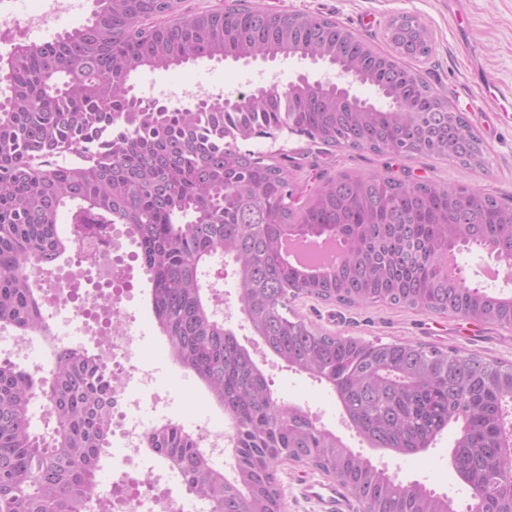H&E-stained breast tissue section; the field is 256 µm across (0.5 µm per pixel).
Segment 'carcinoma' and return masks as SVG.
I'll return each instance as SVG.
<instances>
[{"mask_svg":"<svg viewBox=\"0 0 512 512\" xmlns=\"http://www.w3.org/2000/svg\"><path fill=\"white\" fill-rule=\"evenodd\" d=\"M83 23L45 43L0 55V332L51 336L45 273L75 248L59 213L121 224L138 244L155 324L170 358L224 411L229 467L176 422L153 428L144 448L209 512H279V467L304 462L331 477L365 512H459L452 500L405 483L275 398L264 370L224 326L206 288L207 266L232 265L253 335L287 367L327 385L372 448L413 455L453 424V464L470 491L466 512H512V365L422 341L365 340L321 331L293 310L301 298L386 304L512 330V297L462 288L440 262L461 244L512 255V206L478 188L409 183L380 172L322 181L297 208L288 168L238 142L288 127L330 147L396 151L481 165L464 116L387 52L334 19L274 14L232 0L222 10L153 23L174 0H94ZM416 55L433 51L423 28ZM310 57L345 67L375 102L264 93L232 110L209 102L184 111L144 102L132 78L205 60ZM69 152L73 160L61 159ZM337 239L342 255L309 272L285 260L288 239ZM41 403L49 435L33 426ZM112 371L83 347H54L46 371L0 360V512H94L111 446Z\"/></svg>","mask_w":512,"mask_h":512,"instance_id":"carcinoma-1","label":"carcinoma"}]
</instances>
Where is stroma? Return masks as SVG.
Instances as JSON below:
<instances>
[{
  "mask_svg": "<svg viewBox=\"0 0 512 512\" xmlns=\"http://www.w3.org/2000/svg\"><path fill=\"white\" fill-rule=\"evenodd\" d=\"M251 3L279 12L332 18L378 43L384 38L388 20L396 13L407 12L423 18L434 36L433 53L426 61L417 63L416 68L455 109L465 114L485 142L487 161L484 167L478 168L451 159L424 156L397 159L386 152L315 144L286 131L273 138L243 142V149L259 151L284 162L296 185L309 181L316 172L332 176L407 172L456 187H476L512 203V117L491 111L484 104L489 83H496L504 93L512 92V0H251ZM310 68L309 61L295 57H280L272 62L204 61L169 71L141 70L134 82L136 93L145 98L159 97L168 88L192 93L200 85L217 92H245L249 89V74L263 73L267 84L282 87ZM457 260L471 284L488 286L490 293L498 296H512V278L487 284L483 271L489 260L482 249L461 251ZM133 275L137 301L131 311L145 333L146 352L159 370L157 389L171 399L167 414L183 423L209 414L215 423H224L223 411L212 402L201 383L169 357L166 340L153 320L147 279L139 269ZM295 309L315 327L332 334L385 342L424 341L512 362V330L493 324L380 304L347 309L312 298L298 300ZM225 325L234 330L238 341L264 369L279 401L310 410L319 425L335 432L355 452L374 463L387 465L390 473L400 480L421 483L460 506L468 502V487L452 465L454 429L444 430L430 448L414 455L401 456L369 447L344 423L334 393L308 375L285 367L257 343L243 315L226 320ZM279 477L283 512H322L317 502L302 495L301 489L305 484L325 481V474L302 464L285 463L279 468Z\"/></svg>",
  "mask_w": 512,
  "mask_h": 512,
  "instance_id": "1",
  "label": "stroma"
}]
</instances>
